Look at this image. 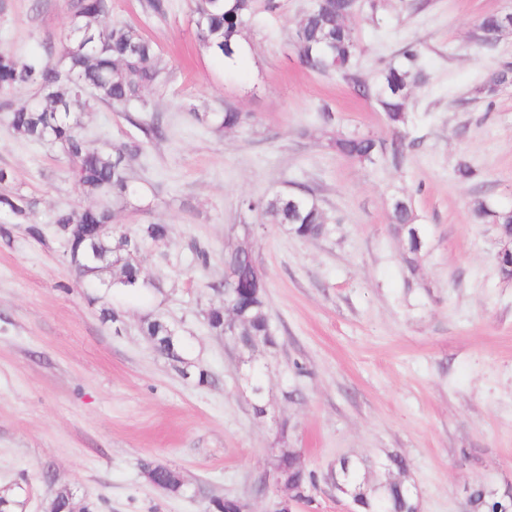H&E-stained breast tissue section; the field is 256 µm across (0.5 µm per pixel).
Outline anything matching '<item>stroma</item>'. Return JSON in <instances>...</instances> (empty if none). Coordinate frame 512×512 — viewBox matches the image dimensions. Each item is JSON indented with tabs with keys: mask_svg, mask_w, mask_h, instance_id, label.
<instances>
[{
	"mask_svg": "<svg viewBox=\"0 0 512 512\" xmlns=\"http://www.w3.org/2000/svg\"><path fill=\"white\" fill-rule=\"evenodd\" d=\"M309 3L260 11L244 33L248 53L228 70L198 39L191 0H173L164 21L147 18L140 0H112L113 19L139 25L173 65L166 91L145 96L167 136L148 143L145 191L113 223L128 233L170 226L168 245L140 251L143 277L161 290L123 297L119 322L102 321L50 223L86 202L68 164L0 117V167L36 199L46 233L39 242L14 224L0 238V493L16 495L19 512H47L62 489L93 512H207L224 495L273 512L276 495L254 486L282 445L300 449L320 478L342 457L379 465L400 454L420 512H464L471 485H512V281L499 275L496 226L472 211L479 198L512 209V87L489 100L476 93L512 67V34L492 46L470 38L486 15L512 12V0H385L377 17L349 18L367 79L408 47L425 73L408 102L415 144L398 168L328 147L336 131L389 130L372 99L299 63L291 39ZM67 22L66 0H0V50L40 54ZM228 105L251 114L249 124L224 132L190 114ZM84 124L91 139L115 144L136 132L102 105ZM462 158L475 171L465 182L454 172ZM294 184L336 216L331 236L303 241L240 207ZM397 195L411 199L426 242L413 275L390 219ZM240 243L267 276L279 338L243 361L204 320L223 303L212 285L224 278V253ZM196 246L209 251L207 268L191 264ZM149 315L181 328L186 361L210 382L183 377L154 349L141 332ZM143 459L177 471L185 493L153 487Z\"/></svg>",
	"mask_w": 512,
	"mask_h": 512,
	"instance_id": "stroma-1",
	"label": "stroma"
}]
</instances>
